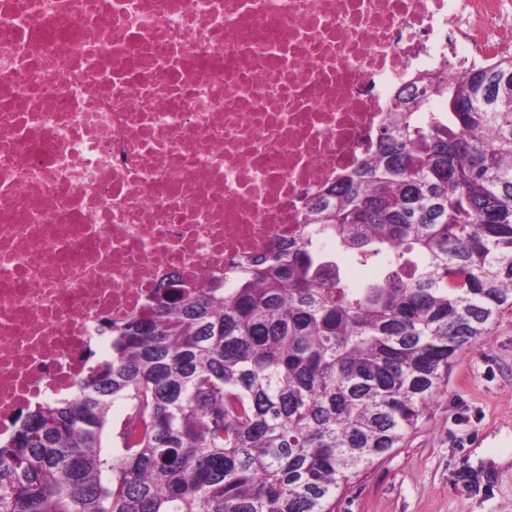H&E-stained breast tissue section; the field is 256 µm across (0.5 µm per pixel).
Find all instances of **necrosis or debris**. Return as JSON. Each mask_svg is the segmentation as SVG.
I'll use <instances>...</instances> for the list:
<instances>
[{
	"label": "necrosis or debris",
	"instance_id": "necrosis-or-debris-1",
	"mask_svg": "<svg viewBox=\"0 0 512 512\" xmlns=\"http://www.w3.org/2000/svg\"><path fill=\"white\" fill-rule=\"evenodd\" d=\"M512 57V0H0V426L299 241L393 99Z\"/></svg>",
	"mask_w": 512,
	"mask_h": 512
}]
</instances>
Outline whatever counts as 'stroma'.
Masks as SVG:
<instances>
[{"label": "stroma", "mask_w": 512, "mask_h": 512, "mask_svg": "<svg viewBox=\"0 0 512 512\" xmlns=\"http://www.w3.org/2000/svg\"><path fill=\"white\" fill-rule=\"evenodd\" d=\"M336 512H512V313L458 356L416 428Z\"/></svg>", "instance_id": "obj_1"}]
</instances>
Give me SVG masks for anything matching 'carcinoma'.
Listing matches in <instances>:
<instances>
[{"label": "carcinoma", "mask_w": 512, "mask_h": 512, "mask_svg": "<svg viewBox=\"0 0 512 512\" xmlns=\"http://www.w3.org/2000/svg\"><path fill=\"white\" fill-rule=\"evenodd\" d=\"M393 111L378 160L319 196L294 247L242 260L230 292L215 274L106 322L110 353L68 396L19 410L0 512H334L512 312V58L409 82ZM323 234L390 260L350 288Z\"/></svg>", "instance_id": "carcinoma-1"}]
</instances>
